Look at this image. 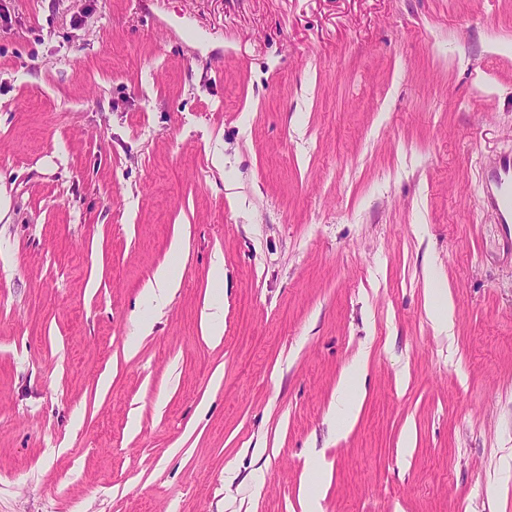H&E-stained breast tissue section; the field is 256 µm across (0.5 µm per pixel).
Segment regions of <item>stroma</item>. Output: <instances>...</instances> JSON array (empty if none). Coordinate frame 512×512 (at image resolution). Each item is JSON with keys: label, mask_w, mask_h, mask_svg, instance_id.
I'll list each match as a JSON object with an SVG mask.
<instances>
[{"label": "stroma", "mask_w": 512, "mask_h": 512, "mask_svg": "<svg viewBox=\"0 0 512 512\" xmlns=\"http://www.w3.org/2000/svg\"><path fill=\"white\" fill-rule=\"evenodd\" d=\"M506 156L512 0H0V512H512ZM493 184L502 189L497 194L491 190L488 196L490 207L498 214L502 224L512 223V161L510 157L500 161L493 175ZM179 268L175 263L159 267L143 288L144 298L151 304L161 306L167 299V290L174 288L179 278ZM349 371L344 372V376L339 383L336 391V403L333 405L331 413L336 417H340V423L336 429V438H342L346 431L349 422L356 418L358 411V395H351L349 393L350 377Z\"/></svg>", "instance_id": "35a3bbf8"}]
</instances>
